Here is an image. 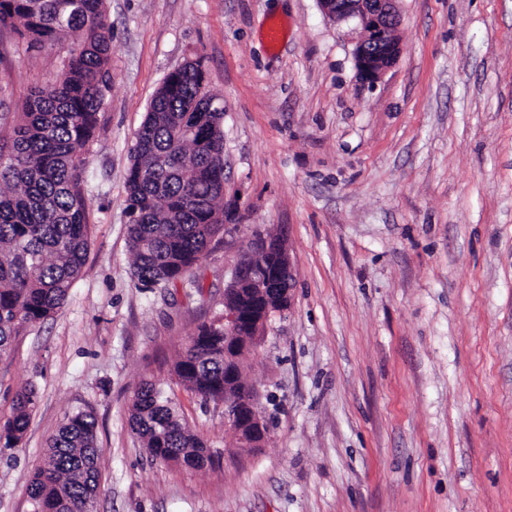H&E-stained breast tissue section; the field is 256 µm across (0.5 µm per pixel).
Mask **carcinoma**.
Segmentation results:
<instances>
[{
    "instance_id": "obj_1",
    "label": "carcinoma",
    "mask_w": 512,
    "mask_h": 512,
    "mask_svg": "<svg viewBox=\"0 0 512 512\" xmlns=\"http://www.w3.org/2000/svg\"><path fill=\"white\" fill-rule=\"evenodd\" d=\"M36 46L67 49L57 80L32 87L23 111L3 112L0 137V356L24 325L44 321L65 302L86 263L91 228L84 196V149L95 138L111 90L112 24L106 0H0V31ZM202 60L171 71L156 89L130 151L125 187L130 251L138 282L175 284L206 256L224 230V113L212 111ZM178 382L201 403L224 396V326L198 325L173 365ZM37 404L19 390L0 424L11 447L25 436ZM130 425L154 461L200 468L207 442L155 380L140 383ZM92 412L70 414L33 474L34 512H89L99 495L102 449Z\"/></svg>"
}]
</instances>
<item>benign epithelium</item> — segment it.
<instances>
[{
  "instance_id": "benign-epithelium-1",
  "label": "benign epithelium",
  "mask_w": 512,
  "mask_h": 512,
  "mask_svg": "<svg viewBox=\"0 0 512 512\" xmlns=\"http://www.w3.org/2000/svg\"><path fill=\"white\" fill-rule=\"evenodd\" d=\"M397 0H319L322 11L336 22L354 21L362 35L356 44L354 56L359 79L373 84L380 79L398 59L401 47L395 32L401 23ZM270 251V239L258 236L248 245L245 254L234 267L224 292L228 293L237 285L258 272L263 285L259 288L262 298L259 315L248 320L241 310L224 306V350L225 359L236 358L239 351L248 350L263 334L268 319L274 312L286 309L294 276L289 260H283L280 268L273 271L257 259ZM288 273V287H279L281 271ZM224 388L234 385L240 389L241 398L224 400V415L231 423L238 425L241 451L249 452L260 448L270 434L269 426L256 402L255 390L243 384L233 370L224 374Z\"/></svg>"
}]
</instances>
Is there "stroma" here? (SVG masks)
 Listing matches in <instances>:
<instances>
[{
  "label": "stroma",
  "mask_w": 512,
  "mask_h": 512,
  "mask_svg": "<svg viewBox=\"0 0 512 512\" xmlns=\"http://www.w3.org/2000/svg\"><path fill=\"white\" fill-rule=\"evenodd\" d=\"M402 46L362 83L355 23L318 0H108L112 88L85 149L91 240L66 302L0 358V512L68 414L97 420L96 512H512V0H398ZM282 27L278 48L265 40ZM0 98L20 111L66 56L0 33ZM202 60L224 100L233 216L176 285L141 287L127 244L134 134L164 77ZM294 274L244 358L270 427L241 452L220 405L172 373L184 339L224 312L255 233ZM171 388L220 454L200 471L152 461L129 423L141 379ZM36 404L37 392L33 386L24 387L16 393L11 417L0 424V441L4 440L5 447H11L23 439Z\"/></svg>",
  "instance_id": "35a3bbf8"
}]
</instances>
